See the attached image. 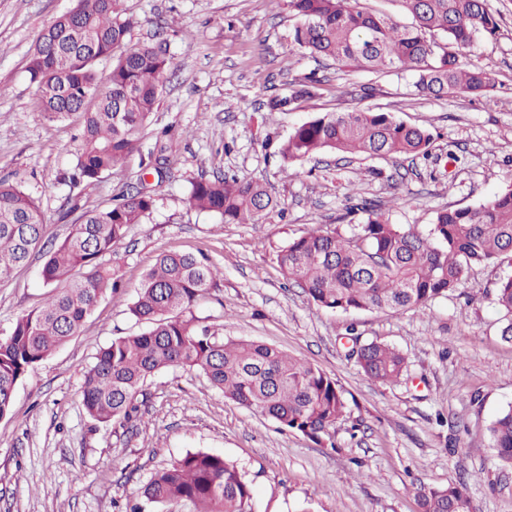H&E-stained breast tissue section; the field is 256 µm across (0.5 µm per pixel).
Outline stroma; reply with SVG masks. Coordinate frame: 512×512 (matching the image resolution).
<instances>
[{
	"label": "stroma",
	"mask_w": 512,
	"mask_h": 512,
	"mask_svg": "<svg viewBox=\"0 0 512 512\" xmlns=\"http://www.w3.org/2000/svg\"><path fill=\"white\" fill-rule=\"evenodd\" d=\"M75 0H0V178L40 205L47 234L62 242L79 215L110 205L140 181L155 206L117 250L124 290L104 296L80 336L56 349L17 386L0 419V512H126L158 470L187 452L211 451L243 467L256 512H419L417 484L465 483L478 512H512V472L495 464L489 427L512 405V343L500 336L494 288L512 261L475 266L427 312L330 311L317 307L275 261L310 231L362 221L349 193L392 224L427 229L435 211L475 208L512 178V0H485L500 24L477 36L470 58L493 87L480 96L418 95L411 71L370 73L318 61L293 47L297 19L286 0H124L132 42H159L171 69L146 130L164 133L167 176L147 155L90 184L69 179L79 117L48 119L26 71L40 31ZM325 81L290 112L267 99L310 72ZM390 112L429 129L430 159H343L322 154L295 165L274 154L296 125L326 112ZM228 173L266 182L280 205L262 224H227L188 203L190 183ZM166 252L205 253L221 275L195 313L231 339L277 347L336 380L348 413L333 445L282 430L269 416L225 399L200 373L164 369L148 378L139 420L100 423L82 405L95 354L142 333L130 312L144 274ZM41 258L0 282V337L40 307ZM402 351L399 382L367 377L349 357L348 333Z\"/></svg>",
	"instance_id": "stroma-1"
}]
</instances>
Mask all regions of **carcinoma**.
<instances>
[{
	"instance_id": "cac0c4a2",
	"label": "carcinoma",
	"mask_w": 512,
	"mask_h": 512,
	"mask_svg": "<svg viewBox=\"0 0 512 512\" xmlns=\"http://www.w3.org/2000/svg\"><path fill=\"white\" fill-rule=\"evenodd\" d=\"M410 18L367 11L359 0H288L298 18L294 45L370 72L413 71L423 96L449 92L481 95L492 86L483 67L465 60L480 34L499 29L485 0H396ZM137 21L122 0H76L44 27L30 53L27 72L46 116L83 120L77 155L78 180L89 183L140 151L162 96L171 62L160 44L132 45ZM112 60L106 81L97 64ZM323 78L311 72L284 95L267 101L270 112H291L315 94ZM431 132L389 112H327L295 127L279 147L287 164L320 154L366 159L431 157ZM189 203L226 224H262L279 206L259 180L226 174L191 182ZM154 194L142 188L105 207L84 211L59 245L45 247L44 216L18 185L0 179V281L12 277L36 250L46 249L41 269L49 287L43 304L20 316L0 338V418L11 412L17 384L54 350L79 335L106 294L120 288L112 263L130 228L149 216ZM359 224L314 230L276 254L282 274L315 305L328 310L399 312L426 310L463 284L476 265L512 258V181L477 208L435 212L423 233L415 225L391 224L376 206L362 202ZM221 271L205 256L163 253L145 274L130 311L146 331L122 336L101 349L87 369L82 401L99 423L128 421L149 377L168 368L199 372L229 399L268 415L288 431L315 441L331 439L346 416L336 380L312 364L270 345L224 339L196 325L194 306ZM495 299L503 311L501 336L512 341V275L499 279ZM357 363L372 380L398 381L407 358L384 342L360 346ZM498 466L512 471V406L490 428ZM421 512H476L464 484L419 485ZM148 504L186 503L192 512H255L248 474L223 455L188 452L154 473L142 488Z\"/></svg>"
}]
</instances>
